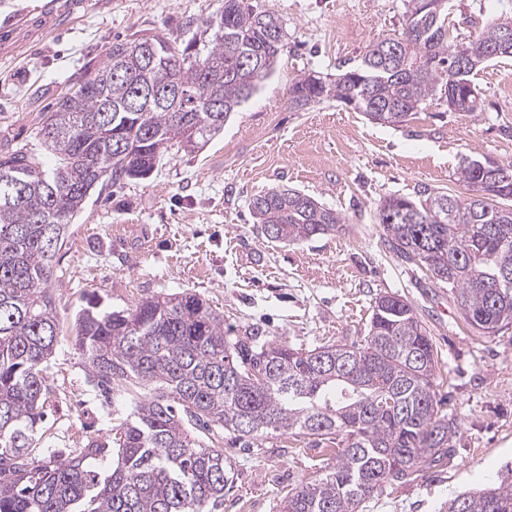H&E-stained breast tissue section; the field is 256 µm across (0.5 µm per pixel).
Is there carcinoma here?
<instances>
[{"instance_id": "obj_1", "label": "carcinoma", "mask_w": 512, "mask_h": 512, "mask_svg": "<svg viewBox=\"0 0 512 512\" xmlns=\"http://www.w3.org/2000/svg\"><path fill=\"white\" fill-rule=\"evenodd\" d=\"M447 10L430 15L409 0L402 32L369 45L360 67L334 79L296 75L289 106L331 98L395 124L439 94L451 111H477L471 76L512 57L500 49L512 17L455 44ZM284 37L277 16L250 0H224L187 43L148 34L114 42L42 116L52 166L22 151L0 157V512H215L232 467L191 427L332 447L336 463L289 490L280 512H359L384 485L453 447L457 424L439 412L434 390L441 355L399 295L375 297L361 340L302 349L224 333V318L193 293L115 309L93 290L76 313L74 345L96 387L130 396L132 413L77 454L33 453L60 336L51 283L71 224L95 189L142 179L169 148L193 151L219 134L275 69ZM177 107L192 111V141ZM494 170L512 176V164L469 159L458 169L469 197L424 184L378 209L388 249L448 286L466 323L486 337L512 327V276L504 274L512 266V181L493 185ZM250 207L272 242L344 229L336 210L283 185L253 196ZM448 512H512V482L459 494Z\"/></svg>"}]
</instances>
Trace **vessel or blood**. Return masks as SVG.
I'll list each match as a JSON object with an SVG mask.
<instances>
[{"instance_id": "obj_1", "label": "vessel or blood", "mask_w": 512, "mask_h": 512, "mask_svg": "<svg viewBox=\"0 0 512 512\" xmlns=\"http://www.w3.org/2000/svg\"><path fill=\"white\" fill-rule=\"evenodd\" d=\"M89 0H0V58L7 59L24 43L71 25Z\"/></svg>"}]
</instances>
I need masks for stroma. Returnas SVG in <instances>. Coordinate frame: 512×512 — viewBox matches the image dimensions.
<instances>
[{"label": "stroma", "mask_w": 512, "mask_h": 512, "mask_svg": "<svg viewBox=\"0 0 512 512\" xmlns=\"http://www.w3.org/2000/svg\"><path fill=\"white\" fill-rule=\"evenodd\" d=\"M251 2L283 23L276 72L202 149L171 148L147 178L94 192L71 227L54 268L63 335L38 445L77 450L132 410L124 395L101 396L74 346L73 317L91 290L118 307L192 292L223 315L231 334L255 331L308 349L365 336L374 298L395 293L415 308L442 356L436 390L459 432L449 455L385 485L363 512H448L459 493L500 483L512 465V329L491 338L472 332L447 289L388 251L378 207L420 184L467 195L457 170L470 158L512 163V58L474 73L476 112L450 111L439 98L395 125L333 99L297 111L288 104L293 77L359 65L368 45L401 31L407 0ZM221 5L90 0L69 32L0 61V155L42 153L43 111L88 64H100L114 40L148 30L188 41ZM503 14L512 16V0H449V34L471 40ZM277 184L341 213L346 231L299 245L268 240L249 201ZM220 446L234 477L218 512H279L288 490L334 462L325 446L278 434L250 448Z\"/></svg>", "instance_id": "1"}]
</instances>
